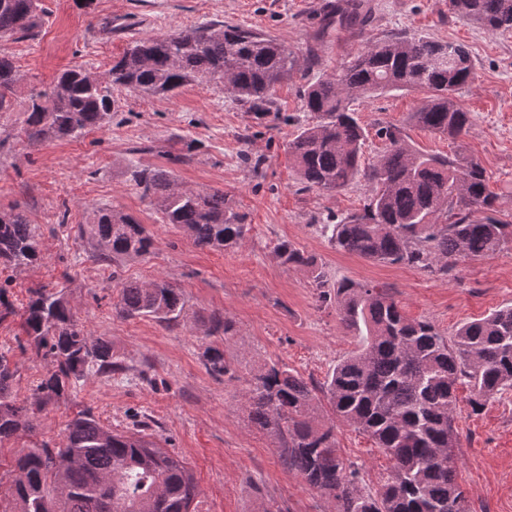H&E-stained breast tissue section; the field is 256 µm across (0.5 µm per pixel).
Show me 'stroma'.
Here are the masks:
<instances>
[{
    "label": "stroma",
    "instance_id": "35a3bbf8",
    "mask_svg": "<svg viewBox=\"0 0 512 512\" xmlns=\"http://www.w3.org/2000/svg\"><path fill=\"white\" fill-rule=\"evenodd\" d=\"M337 0H42L45 15L33 38L6 41L19 78L0 112V211L20 205L39 233L42 254L30 266L1 268L11 314L0 320V351L17 373L12 396L32 405L35 388L51 369L27 343L24 312L34 288L63 292L79 328L102 339L122 372L92 374L49 400L35 429L0 442V493L21 452L62 445L68 423L87 410L114 430L142 432L192 468L203 512H336L335 503L286 472L270 438L248 423L244 394L254 369L277 362L306 382L324 381L362 338L341 323L335 305L317 301L307 274L282 265L275 245L293 241L315 256L329 282L345 278L387 291L411 319L431 322L447 337L463 324L512 305V250L464 260L440 279L419 269L374 263L331 246L325 225L362 209L365 182L335 193L303 188L288 157V141L310 120L304 86L329 78L362 46L397 33H422L464 43L474 64L472 81L456 94L473 115L462 143L486 169L495 217L512 221V30L492 33L456 17L448 0H368L363 26L326 24ZM221 21L251 28L288 44L298 69L278 85L262 109L231 98L222 84L193 83L173 97H148L117 88L103 125L32 146L19 136L32 92L51 87L67 68L104 74L135 40ZM425 90L394 91L355 101L366 130L364 165L386 147L381 128L395 126L415 148L453 154L451 139L417 126L413 112ZM187 149L183 163L168 153ZM137 166L168 168L193 189H221L244 214L250 231L238 248L196 247L161 223L154 203L130 180ZM131 215L152 239L149 254L106 266L91 256L79 232L96 208ZM154 278L182 288L186 316L175 326L125 318L114 309L123 283ZM233 324L229 336H211L214 316ZM223 350L236 377H212L208 346ZM456 427L457 481L470 512H512V391L480 411L459 384ZM340 457L356 464L365 484L378 490L391 468L388 456L352 427L336 426Z\"/></svg>",
    "mask_w": 512,
    "mask_h": 512
}]
</instances>
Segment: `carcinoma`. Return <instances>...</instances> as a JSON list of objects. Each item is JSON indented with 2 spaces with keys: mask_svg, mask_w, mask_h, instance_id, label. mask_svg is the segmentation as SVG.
<instances>
[{
  "mask_svg": "<svg viewBox=\"0 0 512 512\" xmlns=\"http://www.w3.org/2000/svg\"><path fill=\"white\" fill-rule=\"evenodd\" d=\"M464 21L492 32L512 29V0H449ZM41 0H0V41L32 38ZM471 60L458 42L426 35L392 36L368 43L334 78L307 84L303 100L312 122L288 141L305 187L336 192L362 179L368 186L362 212L328 224L338 251L376 263L405 265L446 277L462 259L512 248V224L488 215L494 197L486 169L462 153H424L401 131L380 132L387 147L378 162L361 166L365 128L351 104L390 91L426 88L429 99L413 113L422 128L453 139L467 135L471 113L455 98L472 77L473 64L438 62L444 50ZM297 66L288 45L239 26L211 23L134 42L105 75L90 79L84 69L64 71L47 90L31 93L20 129L32 145L74 138L100 126L112 112V89L173 96L192 81H214L236 100L261 105ZM17 77L0 50V111ZM131 180L154 200L161 221L199 246L233 249L250 225L224 191L179 188L161 168L141 167ZM91 237L102 261L149 253L143 225L111 208L94 213ZM40 236L13 206L0 216V263L28 266L40 259ZM280 263L304 269L320 298L336 303L342 323L363 336V345L339 362L319 387L287 366L266 363L253 374L245 394L251 423L274 441L287 472L334 499L338 512H469L456 480L460 438L455 427L456 386L471 388L469 403L481 410L512 390V306L469 322L453 339L431 322L407 318L398 303L377 288L343 280L335 289L317 259L282 240ZM117 313L151 317L162 324L184 318L183 290L163 279L123 284ZM25 331L36 354L55 369L38 385L45 398L62 394L86 374L123 369L108 344L78 328L60 291L31 290ZM205 365L215 377L235 378L224 351L206 349ZM15 370L0 352V440L34 429L32 415L12 398ZM326 399L333 419L318 416ZM370 437L392 467L380 489L362 485L358 468L336 449V422ZM198 484L192 469L164 452L147 435L105 427L80 413L67 425L61 448L43 445L14 460L12 501L0 512H197Z\"/></svg>",
  "mask_w": 512,
  "mask_h": 512,
  "instance_id": "carcinoma-1",
  "label": "carcinoma"
}]
</instances>
